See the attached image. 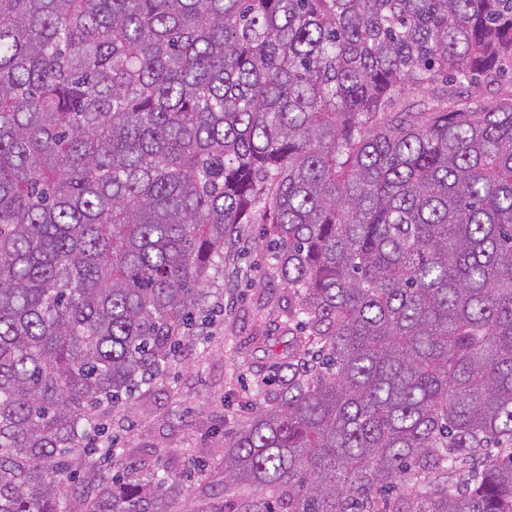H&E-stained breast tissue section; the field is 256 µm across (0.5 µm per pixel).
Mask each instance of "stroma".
I'll use <instances>...</instances> for the list:
<instances>
[{
  "label": "stroma",
  "instance_id": "stroma-1",
  "mask_svg": "<svg viewBox=\"0 0 512 512\" xmlns=\"http://www.w3.org/2000/svg\"><path fill=\"white\" fill-rule=\"evenodd\" d=\"M266 245L251 225L214 278L224 313L211 334L191 337L163 380L109 424L120 455L136 462L140 477H182L180 512H214L249 497L247 488L225 487L224 448L255 415L281 402L288 374L274 371L255 339L273 336L277 353H285L296 299L280 284Z\"/></svg>",
  "mask_w": 512,
  "mask_h": 512
}]
</instances>
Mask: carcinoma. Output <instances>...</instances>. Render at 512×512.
Instances as JSON below:
<instances>
[{"label":"carcinoma","instance_id":"1","mask_svg":"<svg viewBox=\"0 0 512 512\" xmlns=\"http://www.w3.org/2000/svg\"><path fill=\"white\" fill-rule=\"evenodd\" d=\"M507 76L512 0H0V512H172L85 440L246 224L303 332L244 512H512Z\"/></svg>","mask_w":512,"mask_h":512}]
</instances>
